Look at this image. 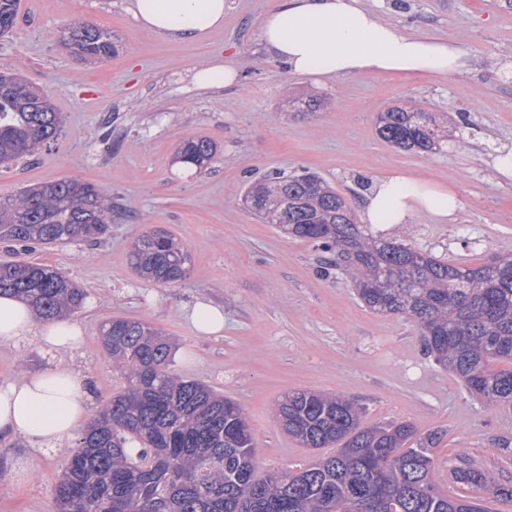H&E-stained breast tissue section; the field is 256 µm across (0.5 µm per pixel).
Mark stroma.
Segmentation results:
<instances>
[{
    "mask_svg": "<svg viewBox=\"0 0 512 512\" xmlns=\"http://www.w3.org/2000/svg\"><path fill=\"white\" fill-rule=\"evenodd\" d=\"M129 0H20L14 29L0 36V69L51 93L63 127L54 141L0 166V199L41 182L75 179L110 192L105 239L15 247L0 261L25 260L64 272L88 294L73 320L83 330L72 351L48 353L33 340L0 339V381L71 366L85 377L91 410L121 391L100 327L113 317L149 322L174 339L175 370L209 385L244 410L256 448V473L296 470L314 451L288 436L275 406L294 390L356 400L367 426L413 423L435 434V483L461 492L452 469L466 457L512 485V407H485L460 379L435 365L410 320L370 311L339 270L319 273L315 244L261 223L242 196L254 180L280 172H317L350 205L390 171L425 176L454 189V220L421 214L392 235L438 259L478 265L512 251V178L496 160L512 151V87L499 70L512 61V0H368L405 33L455 45L471 61L463 74L409 79L379 73L316 84L291 75L260 39L273 0H226L224 26L195 42L145 31ZM79 18L112 32L116 51L86 62L63 45ZM235 57L234 85L195 86L192 69L215 54ZM311 92L327 106L289 111L287 92ZM411 104L456 119L453 138L430 155L396 149L375 128L378 112ZM210 138L216 159L183 174L173 159L181 139ZM159 225L191 254L187 277L171 286L140 280L129 244ZM224 309L220 334L197 335L186 317L197 302ZM67 447L33 450L17 436L0 440V512H51Z\"/></svg>",
    "mask_w": 512,
    "mask_h": 512,
    "instance_id": "35a3bbf8",
    "label": "stroma"
}]
</instances>
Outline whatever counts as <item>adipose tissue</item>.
Instances as JSON below:
<instances>
[{
  "mask_svg": "<svg viewBox=\"0 0 512 512\" xmlns=\"http://www.w3.org/2000/svg\"><path fill=\"white\" fill-rule=\"evenodd\" d=\"M225 0H131L141 27L194 42L224 25ZM260 35L267 50L292 74L313 81L362 72L411 77L466 72L469 59L454 45L408 35L382 21L364 0H275ZM359 206L365 223L409 224L421 213L448 220L460 202L455 191L429 178L393 171L378 177ZM34 338L46 352L76 349L81 329L72 321L37 320L33 308L0 296V338ZM90 392L69 367L0 382V436L23 435L33 447L53 448L79 430Z\"/></svg>",
  "mask_w": 512,
  "mask_h": 512,
  "instance_id": "adipose-tissue-1",
  "label": "adipose tissue"
}]
</instances>
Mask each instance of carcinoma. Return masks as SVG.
Masks as SVG:
<instances>
[{
    "label": "carcinoma",
    "mask_w": 512,
    "mask_h": 512,
    "mask_svg": "<svg viewBox=\"0 0 512 512\" xmlns=\"http://www.w3.org/2000/svg\"><path fill=\"white\" fill-rule=\"evenodd\" d=\"M19 0H0V31L10 32ZM74 19L86 31L74 51L99 60L112 53L109 33ZM301 112L324 107L318 96L294 97ZM63 126L50 95L17 73L0 82V165L55 140ZM389 145L415 154L442 148L448 126L434 112L392 106L376 118ZM218 151L198 136L183 140L176 162L207 168ZM243 201L258 219L314 243L342 270L369 310L413 320L435 362L490 407L512 405V252L475 266L442 261L411 244L375 235L355 222L346 200L319 175L266 176ZM112 194L91 183L57 180L24 187L0 200V240L27 246L109 231ZM130 265L158 285L176 284L189 270L188 249L155 227L131 242ZM28 302L41 319L73 315L87 293L46 265L0 262V295ZM101 342L120 368L123 390L108 399L69 449L53 491V512H490L477 496L495 484L491 471L462 457L453 469L465 493L436 486L433 441L415 439L406 421L361 426L363 408L336 394L300 390L277 411L284 430L305 448L338 445L296 471L255 476L254 438L242 408L211 387L178 375L172 345L150 324L115 317Z\"/></svg>",
    "instance_id": "carcinoma-1"
}]
</instances>
